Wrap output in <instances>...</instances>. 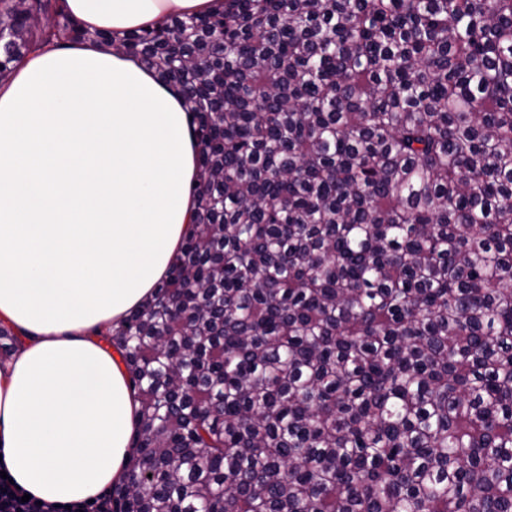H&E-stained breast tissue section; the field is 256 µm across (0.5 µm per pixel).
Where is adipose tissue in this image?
<instances>
[{"label": "adipose tissue", "instance_id": "obj_1", "mask_svg": "<svg viewBox=\"0 0 512 512\" xmlns=\"http://www.w3.org/2000/svg\"><path fill=\"white\" fill-rule=\"evenodd\" d=\"M222 0H66L127 33ZM197 152L183 98L132 55L80 43L29 55L0 86V449L46 502L121 480L138 402L103 339L153 293L193 220Z\"/></svg>", "mask_w": 512, "mask_h": 512}]
</instances>
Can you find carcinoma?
<instances>
[{
    "mask_svg": "<svg viewBox=\"0 0 512 512\" xmlns=\"http://www.w3.org/2000/svg\"><path fill=\"white\" fill-rule=\"evenodd\" d=\"M85 42L178 87L198 147L165 280L104 332L140 403L112 512H512V0L122 36L0 0V84Z\"/></svg>",
    "mask_w": 512,
    "mask_h": 512,
    "instance_id": "carcinoma-1",
    "label": "carcinoma"
}]
</instances>
